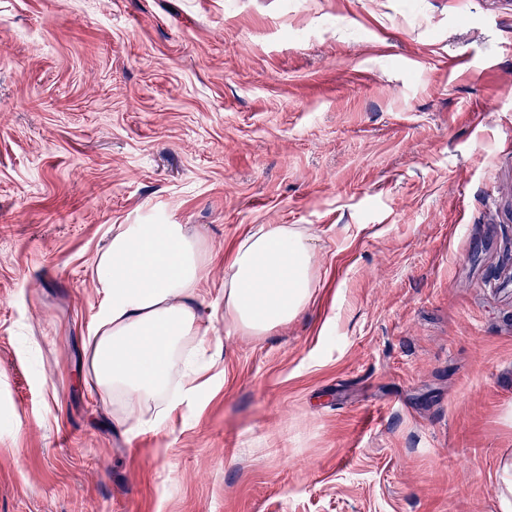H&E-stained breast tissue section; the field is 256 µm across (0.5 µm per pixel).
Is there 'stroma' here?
<instances>
[{
    "mask_svg": "<svg viewBox=\"0 0 512 512\" xmlns=\"http://www.w3.org/2000/svg\"><path fill=\"white\" fill-rule=\"evenodd\" d=\"M211 247L214 381L128 431L83 373L116 224ZM315 240L266 336L215 297ZM512 0H0V512H502ZM313 236L300 224H259L224 265V318L265 336L298 316L313 289Z\"/></svg>",
    "mask_w": 512,
    "mask_h": 512,
    "instance_id": "1",
    "label": "stroma"
}]
</instances>
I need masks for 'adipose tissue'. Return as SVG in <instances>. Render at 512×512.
<instances>
[{"label":"adipose tissue","instance_id":"adipose-tissue-1","mask_svg":"<svg viewBox=\"0 0 512 512\" xmlns=\"http://www.w3.org/2000/svg\"><path fill=\"white\" fill-rule=\"evenodd\" d=\"M313 236L259 224L224 266V317L264 336L298 316L315 287ZM210 246L183 224H116L91 274L99 307L87 374L130 430H158L200 399L220 340L198 312Z\"/></svg>","mask_w":512,"mask_h":512}]
</instances>
